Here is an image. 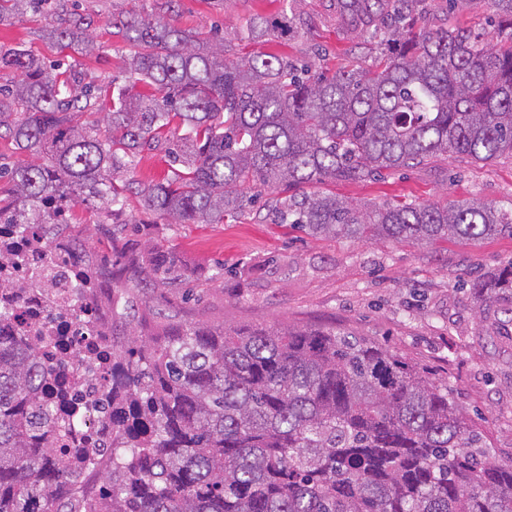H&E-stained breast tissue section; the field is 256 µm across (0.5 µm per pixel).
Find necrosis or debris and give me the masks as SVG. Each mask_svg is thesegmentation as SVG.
Listing matches in <instances>:
<instances>
[{
	"mask_svg": "<svg viewBox=\"0 0 512 512\" xmlns=\"http://www.w3.org/2000/svg\"><path fill=\"white\" fill-rule=\"evenodd\" d=\"M101 283L64 225L35 224L27 232L0 223V334L20 346L38 344L45 363L65 367L59 382L81 404L79 430L57 434V455L87 460L68 487L70 501L95 499L84 479L109 463L112 444V336L94 303Z\"/></svg>",
	"mask_w": 512,
	"mask_h": 512,
	"instance_id": "obj_1",
	"label": "necrosis or debris"
}]
</instances>
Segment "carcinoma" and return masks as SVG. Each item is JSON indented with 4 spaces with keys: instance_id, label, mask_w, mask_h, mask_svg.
I'll return each mask as SVG.
<instances>
[{
    "instance_id": "carcinoma-1",
    "label": "carcinoma",
    "mask_w": 512,
    "mask_h": 512,
    "mask_svg": "<svg viewBox=\"0 0 512 512\" xmlns=\"http://www.w3.org/2000/svg\"><path fill=\"white\" fill-rule=\"evenodd\" d=\"M46 0H0V17ZM426 0H336L339 21L376 34L369 68L308 74L267 54L229 58L224 44L152 17L122 24L132 84L83 82L27 50L0 52V139L31 160L8 169L3 224H52L30 202L97 197L125 210L141 152L176 169L137 190L169 224L250 215L254 189L362 182L433 158H512V0H492L493 30L455 23L414 30ZM66 46L93 51L56 0ZM152 92L136 94L134 84ZM112 97L101 132L72 119ZM274 219L317 238L429 243L512 237V211L477 199L368 209L331 191L275 200ZM140 263L112 249V272ZM175 282L160 260L146 271ZM512 299V262L469 284ZM112 316L126 319L112 302ZM146 338L112 342V479L87 512H512V461L490 456L448 382L378 342L336 327L187 325L151 306ZM32 347L0 336V512H56L79 462L38 436L63 426Z\"/></svg>"
}]
</instances>
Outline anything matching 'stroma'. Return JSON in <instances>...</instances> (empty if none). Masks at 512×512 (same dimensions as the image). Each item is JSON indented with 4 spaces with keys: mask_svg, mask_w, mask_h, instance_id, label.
<instances>
[{
    "mask_svg": "<svg viewBox=\"0 0 512 512\" xmlns=\"http://www.w3.org/2000/svg\"><path fill=\"white\" fill-rule=\"evenodd\" d=\"M91 15L92 53L58 48L45 19L13 14L0 21V46L23 48L46 63L76 67L85 82H129L130 46L108 25L115 17L151 16L192 31L204 44L237 51L246 26L290 19L281 37L256 38L250 51L288 58L318 70L338 63L368 64L370 45L336 20L335 0H77ZM489 0H429L418 27L436 30L446 21L485 27ZM337 195L376 204L413 201L455 203L478 198L512 207V160L465 164L449 159L427 167L385 172L361 183L336 184ZM98 200L69 212L72 231L95 261L112 257V227ZM129 227L120 244L130 255L175 254L180 283L153 286L129 279L123 290L133 304L156 308L186 323L237 326L278 324L347 327L445 379L459 410L481 430L493 456L512 460V302H482L466 280L512 262V238L438 241L417 246L319 239L249 218L231 224H170L144 212L129 196Z\"/></svg>",
    "mask_w": 512,
    "mask_h": 512,
    "instance_id": "35a3bbf8",
    "label": "stroma"
}]
</instances>
